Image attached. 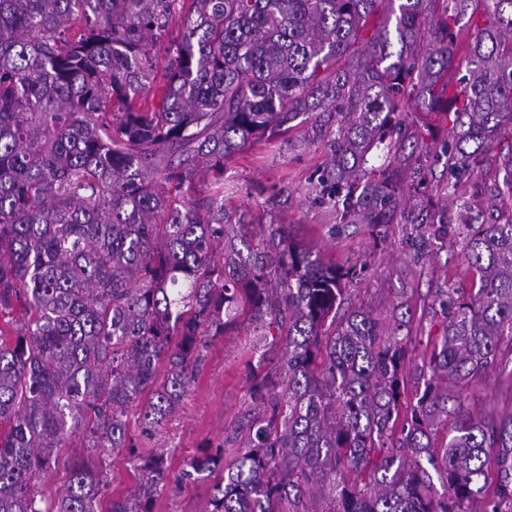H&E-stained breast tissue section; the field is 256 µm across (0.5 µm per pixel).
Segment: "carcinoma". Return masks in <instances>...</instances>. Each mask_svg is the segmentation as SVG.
I'll return each instance as SVG.
<instances>
[{"mask_svg":"<svg viewBox=\"0 0 512 512\" xmlns=\"http://www.w3.org/2000/svg\"><path fill=\"white\" fill-rule=\"evenodd\" d=\"M413 110L454 113L452 140L431 146ZM314 117L330 150L315 202L338 224L416 225L420 265L448 225L403 175L425 156L453 193L512 136V0H0V313L27 317L0 328V512H153L202 476V512H512V412L463 400L512 350V213L465 203L477 288L435 289L425 349L405 292L386 319L341 316L366 264L224 205L227 160ZM499 169L512 202V154ZM240 318L258 361L232 434L174 478L165 455L138 457L134 487L109 494L130 409L160 426ZM74 446L87 461L45 494ZM83 453H86L84 448L62 449L59 455L60 461L58 467L45 473L41 480V484L43 485L42 487L47 495L54 493L55 490L63 484L67 474L68 466L77 458L84 456Z\"/></svg>","mask_w":512,"mask_h":512,"instance_id":"cac0c4a2","label":"carcinoma"}]
</instances>
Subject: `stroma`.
I'll return each instance as SVG.
<instances>
[{
	"mask_svg": "<svg viewBox=\"0 0 512 512\" xmlns=\"http://www.w3.org/2000/svg\"><path fill=\"white\" fill-rule=\"evenodd\" d=\"M512 153V137L496 140L488 162L477 180L461 184L457 199L448 205L451 219H459L462 203L471 195L490 196L496 165ZM328 156L325 144L312 140L310 124L294 129L289 137L254 147L229 160L225 180L234 194L225 205L231 213H247L261 224L292 225L298 240L321 252L336 264L367 263L364 277L350 283L346 294L349 308L361 307L374 315L388 317L400 289L414 295L415 310H422L434 288L451 282L470 288L472 275L463 256L464 241L449 232L442 244L429 247L423 266H414L409 240L415 232L409 224H385L370 232L362 224H352L331 233L322 209L314 203L311 181ZM252 326L240 321L223 335L211 337L196 382L183 397L179 409L164 421L153 436L142 434L138 422H131L130 434L139 456L162 453L179 473L185 461L209 444H217L233 429L238 414L251 403L252 370L245 357ZM504 370L491 372L464 395V405L472 415L488 410H512V354L503 358ZM212 482L201 478L186 484L180 492L160 494L153 512H200L211 493Z\"/></svg>",
	"mask_w": 512,
	"mask_h": 512,
	"instance_id": "1",
	"label": "stroma"
}]
</instances>
